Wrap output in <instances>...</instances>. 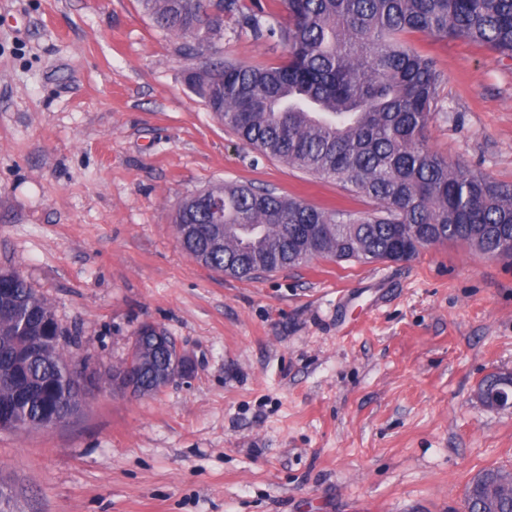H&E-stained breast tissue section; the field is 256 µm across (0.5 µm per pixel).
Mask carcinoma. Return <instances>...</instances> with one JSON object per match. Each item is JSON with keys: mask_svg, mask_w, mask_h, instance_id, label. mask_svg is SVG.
I'll list each match as a JSON object with an SVG mask.
<instances>
[{"mask_svg": "<svg viewBox=\"0 0 512 512\" xmlns=\"http://www.w3.org/2000/svg\"><path fill=\"white\" fill-rule=\"evenodd\" d=\"M162 31L190 42L224 36L240 17L253 36L278 38L288 60L254 67L217 60L189 82L217 119L266 157L369 198L365 213L318 209L251 186L220 184L184 199L177 234L206 268L239 278L286 269L314 257L371 263L460 243L482 256L512 260V189L423 147L440 74L402 36L421 32L486 45L512 59V0H283L288 20L274 27L240 0H139ZM224 199V251L207 254L208 205ZM313 224L307 239L301 226ZM68 336L53 307L15 270H0V410L17 412L11 429H43L47 413L68 421L84 382L57 346L18 363L46 336ZM67 391V402L56 390ZM489 468L465 491L469 512H484Z\"/></svg>", "mask_w": 512, "mask_h": 512, "instance_id": "1", "label": "carcinoma"}]
</instances>
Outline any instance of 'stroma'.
<instances>
[{
  "instance_id": "1",
  "label": "stroma",
  "mask_w": 512,
  "mask_h": 512,
  "mask_svg": "<svg viewBox=\"0 0 512 512\" xmlns=\"http://www.w3.org/2000/svg\"><path fill=\"white\" fill-rule=\"evenodd\" d=\"M404 40L441 75L424 147L512 188V59ZM284 52L233 18L218 47L188 45L138 0H0V268L51 303L89 370L123 364L146 322L191 367L0 432V512H461L472 477L512 470V410L474 397L512 372V266L444 244L238 279L183 250L172 214L216 184L372 209L260 155L189 88L212 58Z\"/></svg>"
}]
</instances>
